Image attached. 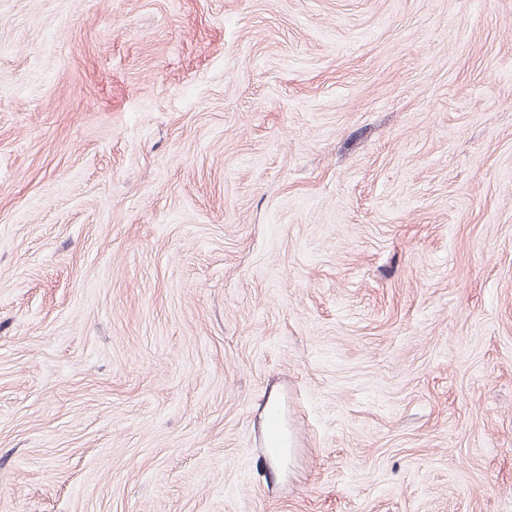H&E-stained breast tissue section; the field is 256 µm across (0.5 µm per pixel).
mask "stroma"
<instances>
[{
	"mask_svg": "<svg viewBox=\"0 0 512 512\" xmlns=\"http://www.w3.org/2000/svg\"><path fill=\"white\" fill-rule=\"evenodd\" d=\"M0 512H512V0H0ZM266 445L269 452L273 454H277L288 447V435L279 411L274 412L270 418Z\"/></svg>",
	"mask_w": 512,
	"mask_h": 512,
	"instance_id": "obj_1",
	"label": "stroma"
}]
</instances>
